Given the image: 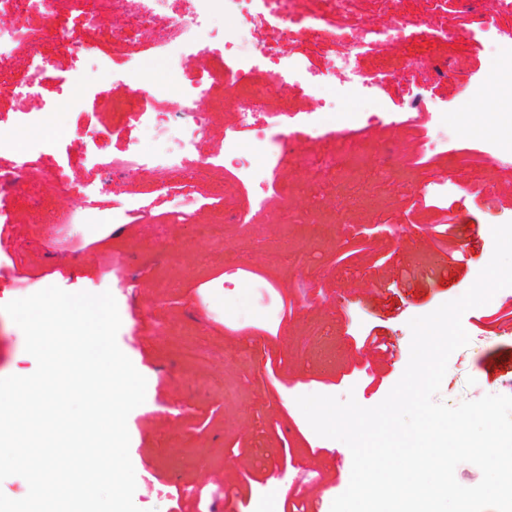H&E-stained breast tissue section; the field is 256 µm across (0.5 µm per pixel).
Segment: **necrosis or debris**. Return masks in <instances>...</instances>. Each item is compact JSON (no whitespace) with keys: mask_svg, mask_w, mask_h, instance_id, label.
Returning a JSON list of instances; mask_svg holds the SVG:
<instances>
[{"mask_svg":"<svg viewBox=\"0 0 512 512\" xmlns=\"http://www.w3.org/2000/svg\"><path fill=\"white\" fill-rule=\"evenodd\" d=\"M418 1L60 0L53 6L46 0H0V76L11 79L13 99L11 111L0 114V122L29 133V142L36 147L20 166L0 168V222L15 220L7 201L19 194L27 172L39 171L45 192L62 193L57 173L42 167L39 154L53 144L43 134L50 118L43 97L46 74L55 57L72 55L74 26L92 33L117 14L123 17L125 33L142 45L148 59L168 71L171 82L164 106L143 107L133 115L144 142L129 145L124 161L98 164V192L109 191L131 171H145L161 180L188 169L194 181L204 180L213 162L198 148L211 115L200 111L198 102L209 98L213 88L226 86L225 106L236 120L224 132L221 164L228 180L223 193L189 195L163 213L155 204L160 190L150 185L142 198L113 202V223L133 216L142 224L162 217L171 224H191L207 210L221 224L239 217L238 208L224 206L225 198L234 196L252 212L279 224L288 209L278 176L284 164L333 175L346 187L355 185L358 170L387 173L393 145L358 138L354 132L375 124L389 129L405 125V115L378 112L374 105L385 84L403 81L406 70L418 62L424 64L429 81L407 88V109L428 113L430 126L410 154L409 166L422 173L432 171L438 159L456 152L458 145L472 143L485 157L511 167L512 133L502 127L473 133L457 122L437 90L453 71L452 46L475 38L501 68L512 69V0H496L499 22L493 28L482 23L484 0H422L432 17L428 23L416 9ZM61 9L70 23H57ZM34 15L42 18V25L25 26V19ZM388 45L400 48L401 65L383 56ZM214 55L230 60L231 68H206L195 78H183L185 57ZM19 62L24 71L17 79L13 67ZM252 73L256 82L243 89V80ZM302 81L310 93L321 96L323 108L322 114L304 116L310 127L307 142L268 135L257 125V112L266 99L286 97ZM350 98L357 105L348 110L344 103ZM326 113L340 115L341 120L335 151L321 155L312 147L326 137Z\"/></svg>","mask_w":512,"mask_h":512,"instance_id":"4bbe7bcc","label":"necrosis or debris"}]
</instances>
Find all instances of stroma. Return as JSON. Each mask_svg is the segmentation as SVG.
I'll list each match as a JSON object with an SVG mask.
<instances>
[{"label": "stroma", "instance_id": "1", "mask_svg": "<svg viewBox=\"0 0 512 512\" xmlns=\"http://www.w3.org/2000/svg\"><path fill=\"white\" fill-rule=\"evenodd\" d=\"M83 72L108 61L115 134L91 140L61 135L44 157L57 165L64 194L45 195L38 211L16 197L15 223H0V265H13V282L0 278V305L56 286L70 293L111 292L121 319L117 343L147 381L143 404L128 416L129 455L136 478L133 496L140 512H212L222 496V512H282L285 488L295 472L308 480L294 502L301 512H330L348 487L352 454L338 440L318 436L296 399L326 394L354 396L364 407L378 405L400 380L406 365L387 364L364 354L356 336L371 332L411 345V319L462 296L490 261L497 216L512 213V171L483 161V185L493 202L475 204L456 166L458 210L483 227L482 246L464 278L424 299H401V266L431 261L436 246L426 228L421 246L404 233L409 202L368 184L359 201L336 197V183L309 170L285 167L281 181L301 191L291 200L288 224L211 222L200 212L195 223L116 224L105 203L91 223L80 225L75 256L62 255L47 229L62 205L81 208L93 196L89 166L100 155L124 154L141 129L131 121L141 105L157 107L164 98L157 67L142 74L145 96L133 97L124 78L141 54L123 33L90 35L76 30ZM69 59L58 60L46 81L51 123L58 127L96 121L105 96L89 80L80 109L60 108L61 89L73 73ZM492 54L473 48L455 58L454 75L438 94L476 129L492 120L494 97L468 96L480 73H497ZM362 250L343 254L352 242ZM249 245L251 256L238 250ZM134 268V285L117 286L115 274ZM371 283L391 285L387 306L362 303ZM467 310L462 325L467 346L449 358L437 401L454 406L488 394L512 396V338ZM22 329L0 312V378L16 370L35 372Z\"/></svg>", "mask_w": 512, "mask_h": 512}]
</instances>
